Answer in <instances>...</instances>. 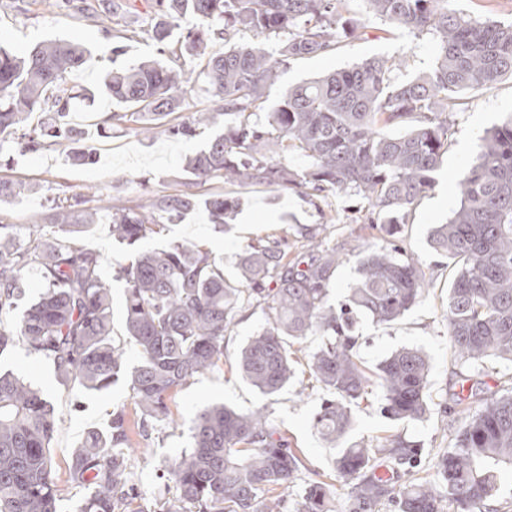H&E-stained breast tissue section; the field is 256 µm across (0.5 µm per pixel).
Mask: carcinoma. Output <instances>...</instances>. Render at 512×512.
Instances as JSON below:
<instances>
[{"label":"carcinoma","mask_w":512,"mask_h":512,"mask_svg":"<svg viewBox=\"0 0 512 512\" xmlns=\"http://www.w3.org/2000/svg\"><path fill=\"white\" fill-rule=\"evenodd\" d=\"M351 0H154L151 10L132 12L123 3H103L120 38L147 37L165 53H179L120 69H105L99 91L115 110L96 123L142 133L162 131L190 140L217 124L202 150L184 165L182 189L153 199L149 209L112 201L102 214L91 199L52 198L45 223L62 235L0 224V309L12 304L35 267L45 283L13 327H0V356L21 341L53 362L61 382L88 392L110 390L121 377L131 391L138 420L112 415L105 431L91 430L75 449L72 483L86 490L77 512H284L289 490L303 466L288 441L266 422L264 410L240 413L208 405L191 425V447L167 469L175 495L142 493L130 477L132 429L146 436L157 425H176L172 392L219 365L224 336L236 315L250 306L266 310V324L242 348L238 368L260 392L272 395L298 374L303 387L325 388L331 398L313 427L336 447L352 425V406L379 390L382 410L395 421H414L428 409L429 366L417 348H403L375 369L361 362L354 317L378 325L396 322L425 298L423 264L393 241H356L357 278L344 306L327 304V286L340 264L336 247L313 240L302 257L288 258L278 241L249 246L239 260V278L224 277V265L198 243L172 242L140 249L116 269L125 281V328L139 359L126 365L112 342L111 285L106 260L79 242L93 224L108 219L112 238L130 247L154 238L182 215L204 206L218 232L235 204L222 195L200 199L197 188L214 180L310 189L321 197H362L370 223L391 234L434 185L464 91L512 79V23L479 22L448 0H366L368 12L391 28L438 38L435 63L406 81L393 78L395 63L372 57L288 88L280 105L265 111L266 91L280 65L333 52L358 39L363 26L350 16ZM192 14L200 27L177 32V19ZM242 31L257 37L239 38ZM274 38L278 56L259 38ZM224 42L222 53L209 51ZM89 48L67 39L44 40L22 50L0 46V157L6 143L27 153L72 144L70 161L93 163L84 136L68 116L78 102L94 98L70 83ZM202 84L210 106L190 118L169 119L187 88ZM45 121L34 124L35 113ZM400 127L390 134L385 129ZM296 155L299 169L288 163ZM459 205L430 235L431 247L456 268L448 288V342L471 368L463 381L483 375L488 359L512 363V116L489 131L476 161L458 182ZM32 190L26 182L0 178V203ZM318 335L306 367L290 341ZM469 398L481 406L466 415L437 462V481L396 487L399 471L416 467L421 449L398 435L376 448L351 445L338 451L334 468L344 487L342 503L325 482H314L289 512H497L492 505L496 474L512 466V391L498 395L472 384ZM56 413L44 393L10 369H0V512H60L50 444Z\"/></svg>","instance_id":"1"}]
</instances>
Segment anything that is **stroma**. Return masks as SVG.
<instances>
[{"mask_svg":"<svg viewBox=\"0 0 512 512\" xmlns=\"http://www.w3.org/2000/svg\"><path fill=\"white\" fill-rule=\"evenodd\" d=\"M350 8L367 21L363 36L343 42L333 53L287 61L268 92L267 108H275L289 86L370 57L405 59V66L394 73L400 81L432 67L436 54L432 35H417L404 28L387 30L383 20L368 14L364 0H352ZM45 38H76L89 46L86 62L72 75L74 84L89 89L96 87L99 73L106 67L122 68L156 56L151 42L139 40L129 42L123 55L109 57L110 40L100 26L71 13L50 10L42 0H19L15 7L0 8V44L21 48ZM463 100L464 110L455 117V133L434 175L435 185L410 212L396 235L403 250L422 262L430 281L428 295L390 326L375 325L366 316L358 324V354L368 368H375L403 347L417 348L425 354L429 363V411L417 421H394L382 414L381 397L375 393L368 401L354 406L353 424L345 438L346 444L367 447L378 446L391 435L416 442L422 458L415 476L422 481L433 479L437 459L462 420L454 394L463 367L448 343L445 318L448 287L455 269L446 256L432 250L429 236L433 226L445 223L457 207L456 185L474 161L486 130L512 116V79L465 92ZM111 109V100L98 96L69 115L72 126L84 129L85 143L97 159L94 165L71 164L63 146L40 154L22 152L16 145L11 147L10 161L0 166V177L24 180L33 184L35 190L1 204L0 222L39 224L49 198L71 197L90 186L106 197L144 203L159 195L178 193L184 158L202 149L205 137L184 141L160 133L143 135L124 125L113 127L109 135H100L97 118ZM199 191L206 196L221 194L237 203L235 216L224 233H214L206 212L196 210L170 225L163 235L147 240L146 245L161 248L172 240L205 245L223 260L224 274L231 280L238 274L239 255L258 241L285 240L288 255L293 258L301 253L305 236L310 232L320 234L340 249L349 248L358 239L373 241L380 236L379 229L367 222L364 203L355 196L323 198L304 189L230 185L221 181L206 183ZM265 322L261 308L241 312L224 338L223 364L174 390L171 410L176 426L154 432L145 442V452L132 463V478L146 494L157 492L164 482L166 464L189 447V426L197 411L215 402L242 413L265 410L270 426L287 439L303 462L293 492H300L314 481L334 482L333 461L337 451L313 427L323 391L316 388L303 395L299 383L292 382L276 394L265 395L245 381L237 369L241 349ZM0 364L32 382L53 403L57 423L50 452L61 512H75L81 494L70 479L71 456L87 431L106 429L114 412L125 411L129 421H136L127 383L118 381L104 393L85 392L76 385L62 384L52 362L28 352L20 342L0 356Z\"/></svg>","mask_w":512,"mask_h":512,"instance_id":"stroma-1","label":"stroma"}]
</instances>
